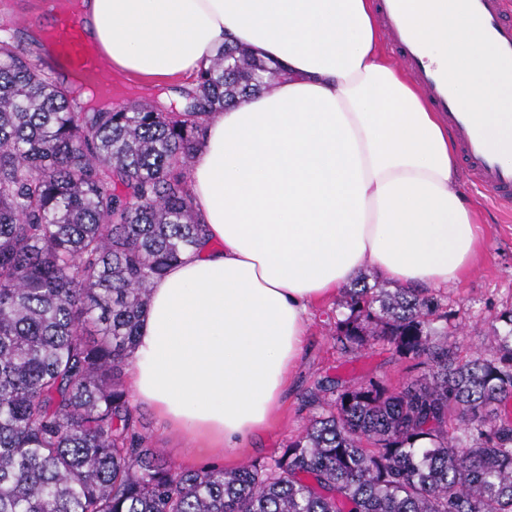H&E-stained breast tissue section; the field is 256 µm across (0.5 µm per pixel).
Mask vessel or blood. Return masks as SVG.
Returning a JSON list of instances; mask_svg holds the SVG:
<instances>
[{
  "label": "vessel or blood",
  "instance_id": "vessel-or-blood-1",
  "mask_svg": "<svg viewBox=\"0 0 512 512\" xmlns=\"http://www.w3.org/2000/svg\"><path fill=\"white\" fill-rule=\"evenodd\" d=\"M378 7L400 59L458 134L460 158L472 181L495 201L512 203V167L501 161L504 152L512 151V141L494 139L475 113L459 101L457 72L430 62L429 47L416 22L417 0H378ZM467 8L472 26L494 50L495 68L503 77L512 76V0H467ZM55 34L61 53L93 67L76 19L59 22Z\"/></svg>",
  "mask_w": 512,
  "mask_h": 512
}]
</instances>
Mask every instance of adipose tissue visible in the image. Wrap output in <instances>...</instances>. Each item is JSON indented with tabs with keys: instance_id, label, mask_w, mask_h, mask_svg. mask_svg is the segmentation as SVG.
I'll use <instances>...</instances> for the list:
<instances>
[{
	"instance_id": "adipose-tissue-1",
	"label": "adipose tissue",
	"mask_w": 512,
	"mask_h": 512,
	"mask_svg": "<svg viewBox=\"0 0 512 512\" xmlns=\"http://www.w3.org/2000/svg\"><path fill=\"white\" fill-rule=\"evenodd\" d=\"M114 70L182 76L231 41L285 72L212 115L191 175L209 239L155 281L131 367L136 399L214 456L263 431L307 313L363 266L407 288L463 279L483 246L455 140L384 50L374 0H83ZM433 62L492 130L512 83L464 0H426Z\"/></svg>"
}]
</instances>
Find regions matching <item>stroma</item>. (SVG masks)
<instances>
[{
  "instance_id": "obj_1",
  "label": "stroma",
  "mask_w": 512,
  "mask_h": 512,
  "mask_svg": "<svg viewBox=\"0 0 512 512\" xmlns=\"http://www.w3.org/2000/svg\"><path fill=\"white\" fill-rule=\"evenodd\" d=\"M0 10L20 19L19 40H27L37 29H49L54 15L42 0H0ZM466 202L474 204L481 223L484 251L474 271L460 282L440 289L444 311L448 313V342L460 359L477 353H491L496 332L502 331L501 313L512 310V223H506L500 206L463 180ZM340 296L312 306L307 314L305 349L288 375V386L274 419L260 436L239 448L225 451L217 458H201L192 453V439L171 431L155 412L138 404L142 433L147 445L159 449L172 464L182 468H238L252 461L268 462L279 456L289 442L305 429L312 408L309 392L317 383H333L341 389H353L375 380L396 389L416 376L410 361L394 347L376 342L354 354L341 353L333 333L337 318L346 316Z\"/></svg>"
}]
</instances>
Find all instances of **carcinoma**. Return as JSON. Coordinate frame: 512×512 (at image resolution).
I'll use <instances>...</instances> for the list:
<instances>
[{"instance_id": "cac0c4a2", "label": "carcinoma", "mask_w": 512, "mask_h": 512, "mask_svg": "<svg viewBox=\"0 0 512 512\" xmlns=\"http://www.w3.org/2000/svg\"><path fill=\"white\" fill-rule=\"evenodd\" d=\"M0 19V512H512V312L461 362L422 289L357 281L336 343L383 341L425 367L326 400L269 462L226 473L145 446L119 381L151 284L197 249L191 163L212 114L281 75L225 46L169 111L98 108ZM459 421L448 432V413Z\"/></svg>"}]
</instances>
